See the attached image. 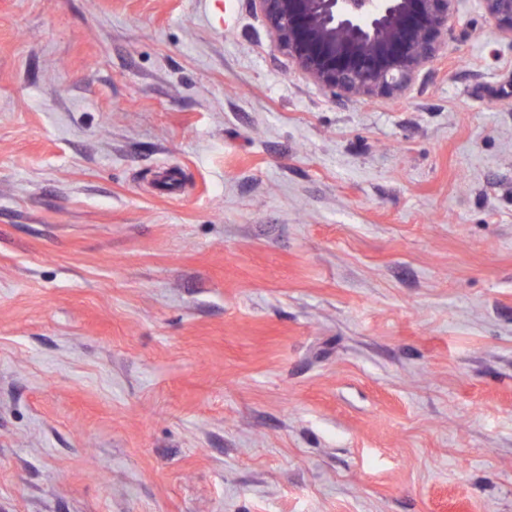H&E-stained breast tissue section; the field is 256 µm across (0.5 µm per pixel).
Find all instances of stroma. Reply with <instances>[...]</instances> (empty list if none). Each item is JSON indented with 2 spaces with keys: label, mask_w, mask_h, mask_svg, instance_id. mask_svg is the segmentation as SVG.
<instances>
[{
  "label": "stroma",
  "mask_w": 512,
  "mask_h": 512,
  "mask_svg": "<svg viewBox=\"0 0 512 512\" xmlns=\"http://www.w3.org/2000/svg\"><path fill=\"white\" fill-rule=\"evenodd\" d=\"M512 512V39L332 94L252 0H0V512Z\"/></svg>",
  "instance_id": "stroma-1"
}]
</instances>
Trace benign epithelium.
Wrapping results in <instances>:
<instances>
[{"label": "benign epithelium", "mask_w": 512, "mask_h": 512, "mask_svg": "<svg viewBox=\"0 0 512 512\" xmlns=\"http://www.w3.org/2000/svg\"><path fill=\"white\" fill-rule=\"evenodd\" d=\"M454 0H254L277 46L309 80L344 94L408 85L451 30ZM512 37V0H482Z\"/></svg>", "instance_id": "1"}]
</instances>
